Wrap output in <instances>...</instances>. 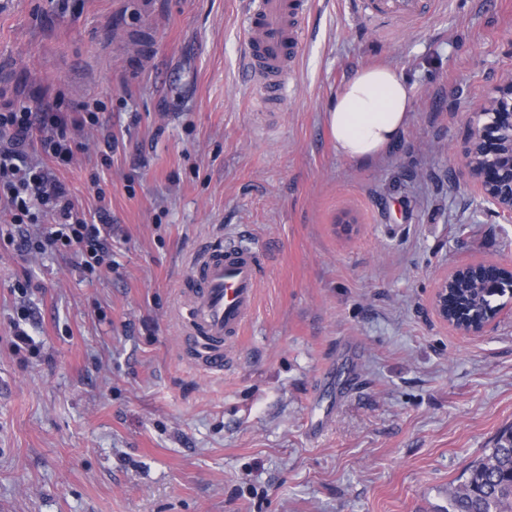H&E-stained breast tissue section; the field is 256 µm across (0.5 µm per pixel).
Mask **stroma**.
Instances as JSON below:
<instances>
[{"label":"stroma","mask_w":512,"mask_h":512,"mask_svg":"<svg viewBox=\"0 0 512 512\" xmlns=\"http://www.w3.org/2000/svg\"><path fill=\"white\" fill-rule=\"evenodd\" d=\"M246 13L0 0V88L35 111L101 102L119 141L106 167L84 131L51 170L110 210L111 268L18 255L0 208V512H441L512 425V309L468 336L430 306L447 269L512 262V221L481 213L459 167L467 113L512 79V0L385 26L359 0H314L274 113L239 81ZM377 64L411 87V118L358 164L327 114ZM238 231L270 257L205 376L180 351L177 290L201 243Z\"/></svg>","instance_id":"obj_1"}]
</instances>
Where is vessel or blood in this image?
I'll return each mask as SVG.
<instances>
[{
    "mask_svg": "<svg viewBox=\"0 0 512 512\" xmlns=\"http://www.w3.org/2000/svg\"><path fill=\"white\" fill-rule=\"evenodd\" d=\"M308 8L307 0L253 2L241 74L262 111H278L285 98L288 74L307 35ZM365 9L381 22H414L424 14L422 0H366ZM265 265V252L239 236L198 249L177 310L180 346L192 365L212 375L223 373L226 346L240 336L254 311Z\"/></svg>",
    "mask_w": 512,
    "mask_h": 512,
    "instance_id": "obj_1",
    "label": "vessel or blood"
}]
</instances>
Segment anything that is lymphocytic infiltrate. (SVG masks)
<instances>
[{"label":"lymphocytic infiltrate","instance_id":"f902f5d3","mask_svg":"<svg viewBox=\"0 0 512 512\" xmlns=\"http://www.w3.org/2000/svg\"><path fill=\"white\" fill-rule=\"evenodd\" d=\"M100 124L97 109L83 106L75 116L61 112H35L19 99L6 98L0 91V205L12 213L19 231L12 242L19 255L42 254L65 249L73 252L79 265L96 272L109 257L111 219L102 202L105 191L99 181L91 189L101 205L86 215L66 185L49 178L28 151L40 147L56 163L73 159L69 128H95ZM49 212L54 223L40 224V212Z\"/></svg>","mask_w":512,"mask_h":512}]
</instances>
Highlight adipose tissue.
Masks as SVG:
<instances>
[{"label":"adipose tissue","instance_id":"obj_1","mask_svg":"<svg viewBox=\"0 0 512 512\" xmlns=\"http://www.w3.org/2000/svg\"><path fill=\"white\" fill-rule=\"evenodd\" d=\"M411 91L390 66L359 70L339 90L327 115L337 151L358 164L379 161L410 121Z\"/></svg>","mask_w":512,"mask_h":512}]
</instances>
